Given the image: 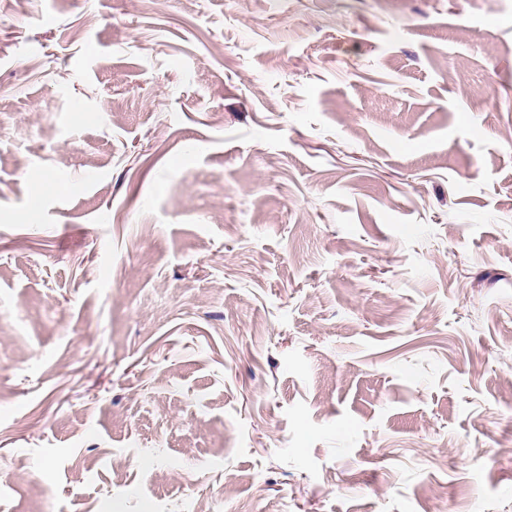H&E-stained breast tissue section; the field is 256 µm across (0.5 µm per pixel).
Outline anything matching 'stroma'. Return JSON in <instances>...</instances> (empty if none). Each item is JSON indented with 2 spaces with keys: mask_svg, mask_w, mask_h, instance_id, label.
<instances>
[{
  "mask_svg": "<svg viewBox=\"0 0 512 512\" xmlns=\"http://www.w3.org/2000/svg\"><path fill=\"white\" fill-rule=\"evenodd\" d=\"M379 2L0 0V512H512V0Z\"/></svg>",
  "mask_w": 512,
  "mask_h": 512,
  "instance_id": "35a3bbf8",
  "label": "stroma"
}]
</instances>
